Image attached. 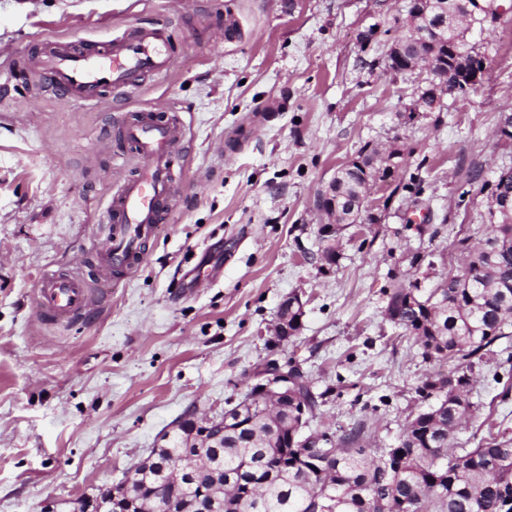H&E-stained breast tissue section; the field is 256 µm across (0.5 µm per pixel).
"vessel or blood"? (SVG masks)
Segmentation results:
<instances>
[{
  "mask_svg": "<svg viewBox=\"0 0 512 512\" xmlns=\"http://www.w3.org/2000/svg\"><path fill=\"white\" fill-rule=\"evenodd\" d=\"M37 67L46 88L78 103L103 104L109 96L132 94L145 77L167 74L171 56L165 31L141 25L106 43L46 41ZM123 134L143 165L116 188L106 209L97 255L104 279L143 263L146 244L173 198L172 157L185 140L175 114L142 113L124 123ZM37 301L46 317L61 322L79 319L96 305L88 281L70 272L44 275Z\"/></svg>",
  "mask_w": 512,
  "mask_h": 512,
  "instance_id": "obj_1",
  "label": "vessel or blood"
}]
</instances>
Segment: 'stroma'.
<instances>
[{"label": "stroma", "instance_id": "35a3bbf8", "mask_svg": "<svg viewBox=\"0 0 512 512\" xmlns=\"http://www.w3.org/2000/svg\"><path fill=\"white\" fill-rule=\"evenodd\" d=\"M478 49L487 73L439 112L409 115L427 74L382 60L409 0H0V512H76L130 474L182 416L238 403L267 359L299 367L321 400L307 429L332 448L364 423L394 446L439 369L385 317L393 288H434L461 239L487 217L473 182L512 167V0ZM238 24L225 37L224 20ZM149 22L173 64L112 111L40 85L46 39L101 42ZM379 24L369 46L359 40ZM177 113L172 209L136 271L102 281L94 251L113 190L140 165L122 136L134 111ZM398 146L404 166L374 186V224L344 227L321 261L318 189L364 146ZM78 271L100 291L89 317L56 322L37 305L43 274ZM305 303L299 336L277 342L288 294ZM476 369L479 410L458 435L512 437V336Z\"/></svg>", "mask_w": 512, "mask_h": 512}]
</instances>
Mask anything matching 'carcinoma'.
<instances>
[{"instance_id":"obj_1","label":"carcinoma","mask_w":512,"mask_h":512,"mask_svg":"<svg viewBox=\"0 0 512 512\" xmlns=\"http://www.w3.org/2000/svg\"><path fill=\"white\" fill-rule=\"evenodd\" d=\"M467 0H431L422 23L423 36L410 52L435 62L446 80L459 79L463 64L450 62L448 48L464 45L470 63L485 56L470 42L468 26L451 28L443 14L465 13ZM429 78L419 92L426 112H440ZM378 153L365 148L360 163L336 171V191L351 224L363 223L365 178L388 177L370 165ZM491 197L509 201L477 245L469 250L468 266L448 272L438 287L423 294L399 286L390 293L386 315L394 325L421 342L423 355L448 363V372L425 378L417 388L423 405L407 417L393 448L372 450L363 445L364 425L343 432L336 453H321L333 477L316 469L300 448H284L279 429L253 409L254 421L224 432L219 476L237 487L224 492V512H312L320 497L322 512H512V439L489 436L475 448L457 446L458 429L473 416L471 399L476 365L489 347L512 326V167L491 183ZM334 483L335 498L323 496Z\"/></svg>"}]
</instances>
